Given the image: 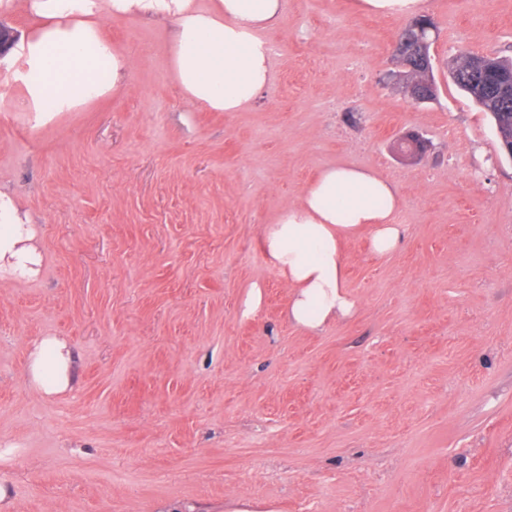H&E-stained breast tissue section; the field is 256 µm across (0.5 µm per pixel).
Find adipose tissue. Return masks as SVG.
<instances>
[{"label": "adipose tissue", "instance_id": "ef3b65f1", "mask_svg": "<svg viewBox=\"0 0 512 512\" xmlns=\"http://www.w3.org/2000/svg\"><path fill=\"white\" fill-rule=\"evenodd\" d=\"M280 10L281 0H0V17L28 19L0 57V80L10 89L0 103L30 113L40 126L125 94L133 64L104 36L106 21L122 17L168 25L171 75L188 107L236 112L272 80L262 31ZM400 205L391 182L350 163L335 164L263 228V249L293 290L291 322L314 330L353 314L343 245L365 230L373 254L396 251L405 233L393 221ZM43 260L32 225L0 190V277H36ZM72 365L63 339L43 337L28 352L29 384L43 396L63 393L72 384Z\"/></svg>", "mask_w": 512, "mask_h": 512}]
</instances>
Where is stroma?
I'll list each match as a JSON object with an SVG mask.
<instances>
[{
	"label": "stroma",
	"mask_w": 512,
	"mask_h": 512,
	"mask_svg": "<svg viewBox=\"0 0 512 512\" xmlns=\"http://www.w3.org/2000/svg\"><path fill=\"white\" fill-rule=\"evenodd\" d=\"M357 2L283 0L236 112L187 108L165 26L126 18V94L0 112V188L44 255L0 279V512H512V160L448 77L462 48L512 58V0H424L422 104L388 78L403 20ZM345 162L398 187L405 239L350 240L356 312L310 332L261 229ZM44 336L73 355L55 398L24 374Z\"/></svg>",
	"instance_id": "obj_1"
}]
</instances>
